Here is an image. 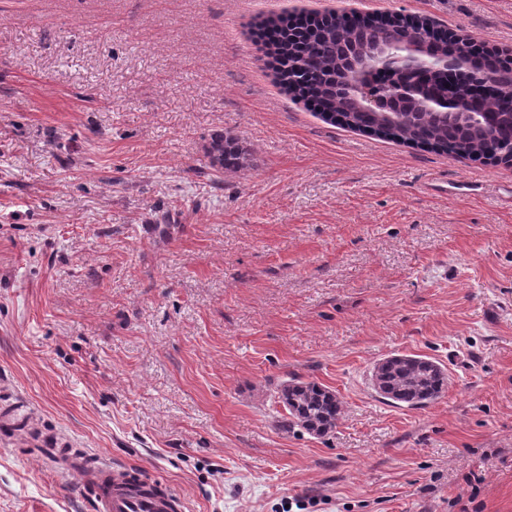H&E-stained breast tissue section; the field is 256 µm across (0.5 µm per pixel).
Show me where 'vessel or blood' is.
Here are the masks:
<instances>
[{"label":"vessel or blood","mask_w":512,"mask_h":512,"mask_svg":"<svg viewBox=\"0 0 512 512\" xmlns=\"http://www.w3.org/2000/svg\"><path fill=\"white\" fill-rule=\"evenodd\" d=\"M65 468L76 469L82 483L91 489L96 512H180V498L167 488L151 490L140 469L130 464H105L75 468L64 460Z\"/></svg>","instance_id":"vessel-or-blood-1"}]
</instances>
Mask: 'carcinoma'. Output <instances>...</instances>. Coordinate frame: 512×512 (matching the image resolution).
<instances>
[{"instance_id":"obj_1","label":"carcinoma","mask_w":512,"mask_h":512,"mask_svg":"<svg viewBox=\"0 0 512 512\" xmlns=\"http://www.w3.org/2000/svg\"><path fill=\"white\" fill-rule=\"evenodd\" d=\"M304 32L296 34L294 26L276 19L277 39L268 46L272 61L284 68H275L282 87L298 101L311 95L319 114L343 115L342 125L401 142L431 147L443 152L463 151L471 157H485L486 139L512 136V125L504 116L512 113V87H500L479 102L480 111L499 118L498 126L470 125L451 129L444 120L426 117L417 124L402 120L391 122L384 117L361 113L343 90L341 78L347 69L348 56L364 48L380 45L397 46L408 31L405 19L390 14L356 13L328 14L306 17ZM424 46L433 56H446L454 44L448 41V31L430 26L420 31ZM400 73L383 74L374 68L367 81L372 92L384 91L387 80L403 79ZM423 93L444 97L469 87L467 75L459 72L450 76L443 71L416 77ZM211 164L219 169L237 170L244 165L245 153L231 135H219L209 146ZM374 391L383 399L411 408H424L439 399L448 382L442 368L434 360L420 355L396 354L377 363L371 374ZM280 402L291 416L288 425L324 436L332 431L342 414V404L336 393L313 382H293L280 390Z\"/></svg>"}]
</instances>
